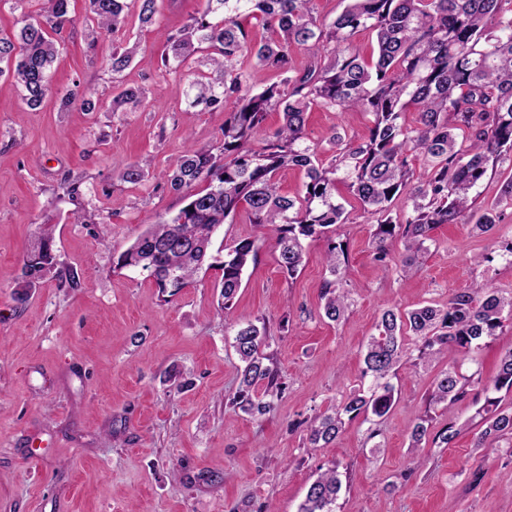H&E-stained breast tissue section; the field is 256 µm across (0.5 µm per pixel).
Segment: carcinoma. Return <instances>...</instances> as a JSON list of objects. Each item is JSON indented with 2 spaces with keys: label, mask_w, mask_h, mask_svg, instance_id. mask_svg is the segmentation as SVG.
Instances as JSON below:
<instances>
[{
  "label": "carcinoma",
  "mask_w": 512,
  "mask_h": 512,
  "mask_svg": "<svg viewBox=\"0 0 512 512\" xmlns=\"http://www.w3.org/2000/svg\"><path fill=\"white\" fill-rule=\"evenodd\" d=\"M71 0H43L40 18L24 13L13 36L0 35V77L8 74L23 91L28 107H39L52 94L50 69L57 55L54 36L75 25ZM87 12L97 27L86 29L90 43L101 31L124 27L127 0H87ZM141 26L156 22L158 0H133ZM315 0H202L198 15L181 30L164 35V67L186 70L180 95L195 108L224 113L219 152L189 146L166 175L175 192L185 193V205L170 219L149 225L116 261L119 269L148 270L159 294L175 295L190 285L203 266L222 272L221 308L234 303L242 276L258 254L257 238L247 237L210 253L220 226L234 220L240 208L249 223L277 233V263L288 278L304 266L305 241H326L321 313L331 322L345 318L350 308L348 256L336 241V226L345 223L336 202L343 183L376 221L373 259L387 266L389 246L403 243L400 272L414 271L428 250L431 233L443 224H469L477 234L492 231L498 209L512 206V179L490 207H476L475 189L488 171L512 163V0H346L332 20L319 16ZM255 19L277 33L272 40L253 39L244 21ZM376 38V55L365 60L355 44L362 32ZM299 48L308 61L293 66L291 50ZM140 55L136 42L112 50V73H120ZM281 76L262 89L251 83L249 62ZM146 90L123 88L112 99V111L130 112L143 105ZM86 110L96 103L78 89L60 96V109L75 102ZM371 116L367 134L334 133L329 148L307 143L306 123L313 107ZM271 112L282 113L273 136L254 148L252 142ZM417 113L416 124L405 114ZM329 154L328 159L322 155ZM423 162L416 171L413 161ZM305 173L301 194L280 192L275 181L283 168ZM146 161L129 165L121 179L139 184L150 176ZM200 181L206 189L191 192ZM407 198L411 206L397 210ZM51 225L23 256V297L51 272ZM512 327V292L473 282L457 291L448 304L424 305L405 313L382 312L376 334L363 357L358 388L332 410L314 417L307 427L310 447L333 443L345 420L359 416L371 424L369 438L381 435V424L397 395L391 379L407 356L406 339L414 337L417 359L432 362L455 348L463 354L481 349L487 340ZM266 324H240L233 348L242 363L232 404L252 417L273 409L283 391L277 371L264 363ZM264 384L262 395L254 394ZM474 375L462 372V362L448 363L433 382L428 409L451 407L466 400ZM475 401L474 417L482 430L476 447L503 437L512 439V350L499 361L494 378ZM429 413L418 417L409 431V447L429 442L451 446L460 429L449 424L431 432ZM334 464L309 485L298 512H336L342 483Z\"/></svg>",
  "instance_id": "carcinoma-1"
}]
</instances>
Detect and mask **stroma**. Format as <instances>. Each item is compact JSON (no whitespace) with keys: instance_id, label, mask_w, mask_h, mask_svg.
<instances>
[{"instance_id":"obj_1","label":"stroma","mask_w":512,"mask_h":512,"mask_svg":"<svg viewBox=\"0 0 512 512\" xmlns=\"http://www.w3.org/2000/svg\"><path fill=\"white\" fill-rule=\"evenodd\" d=\"M160 30L177 31L201 0H158ZM54 63V95L29 108L13 80L0 78V512H298L310 483L338 465L336 512H512V453L479 448L466 429L452 447L411 452L408 431L446 360L404 361L398 398L378 441L362 418L347 421L325 448L305 445L306 424L361 380L364 346L387 308L446 305L472 281L512 291V266L473 257L498 253L512 237V208L479 235L467 224L436 228L418 273L400 277L401 242L387 268L373 259L375 220L346 186L336 198L349 221L337 228L348 255L354 303L333 323L319 313L325 276L322 240L309 242L296 278L277 264V234L255 229L246 211L223 224L215 248L257 236L231 309L220 307L221 273L211 269L162 298L152 278L114 260L149 224L184 205L163 175L189 145L220 146L224 115L191 108L177 93L182 70L161 64L160 30L136 18L96 43L84 36L85 0ZM139 42L142 62L113 76V46ZM80 85L96 103L60 111L58 93ZM142 86L144 107L115 112L121 88ZM367 116L319 107L306 134L364 133ZM147 158L152 176L119 174ZM81 179L80 202L60 195L61 178ZM53 229L55 268L25 300L15 292L22 258L41 225ZM76 271L79 285L60 276ZM265 322L264 352L286 384L270 414L256 419L228 400L240 366L237 324ZM191 382L170 389L169 370Z\"/></svg>"}]
</instances>
